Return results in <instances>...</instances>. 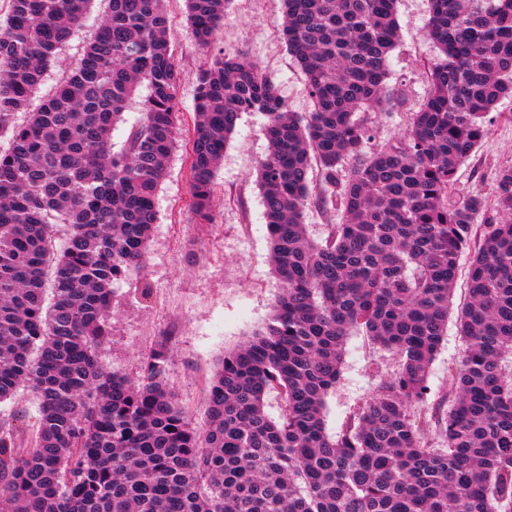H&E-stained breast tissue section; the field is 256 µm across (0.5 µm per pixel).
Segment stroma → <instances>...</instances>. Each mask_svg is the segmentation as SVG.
<instances>
[{
	"instance_id": "obj_1",
	"label": "stroma",
	"mask_w": 512,
	"mask_h": 512,
	"mask_svg": "<svg viewBox=\"0 0 512 512\" xmlns=\"http://www.w3.org/2000/svg\"><path fill=\"white\" fill-rule=\"evenodd\" d=\"M108 8L93 0L78 34L49 67L31 100L39 106L62 77L76 69L87 42ZM399 38L391 53L388 101L359 112L373 144L397 138L426 99L429 70L439 50L426 35L429 0H397ZM169 41L181 73L177 107L182 114L179 146L167 163L154 224L140 273L115 288L111 335L99 351L108 372L138 380L144 359L155 350L167 360L169 387L195 427L206 422L209 382L226 352L242 345L271 317L282 291L270 262L257 169L268 152L266 118L242 113L212 185L211 223L193 209L188 152L194 132L193 99L200 69L218 54L242 55L276 83L290 111L307 114L311 101L304 75L279 36L282 0H233L210 46L190 34L185 0H167ZM488 136L462 164L452 199L471 193L493 199L499 170L512 166V97L492 113ZM464 342L449 324L429 373L428 405L451 394L448 366ZM391 352L365 336H349L340 380L326 400V428L338 433L352 411L393 371ZM39 418L35 396L26 390L0 403V427L31 432Z\"/></svg>"
}]
</instances>
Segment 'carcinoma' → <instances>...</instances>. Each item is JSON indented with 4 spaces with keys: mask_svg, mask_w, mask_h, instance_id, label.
<instances>
[{
    "mask_svg": "<svg viewBox=\"0 0 512 512\" xmlns=\"http://www.w3.org/2000/svg\"><path fill=\"white\" fill-rule=\"evenodd\" d=\"M0 19V402L29 388L38 426L0 429V512H512V168L472 256L457 315L465 350L448 366L453 398L419 409L448 326L459 254L486 201L449 198L459 167L512 96V0H430L440 50L411 126L370 151L354 119L388 96L396 0H283L281 36L305 77L304 119L242 56L197 77L189 154L195 210L243 112L266 119L258 170L274 313L224 354L195 429L167 382L165 355L138 382L105 371L115 286L140 268L155 194L177 143L179 70L164 0H108L79 68L28 119L47 68L93 0H9ZM207 47L230 0H186ZM142 121L123 148L112 128L139 86ZM356 161L346 181L339 165ZM320 180L311 185L310 172ZM341 212L316 241L310 197ZM66 228L63 246L55 228ZM50 303H45L46 293ZM354 330L397 356L348 418L326 429ZM281 400L278 417L267 397ZM438 439L442 447L431 446Z\"/></svg>",
    "mask_w": 512,
    "mask_h": 512,
    "instance_id": "cac0c4a2",
    "label": "carcinoma"
}]
</instances>
